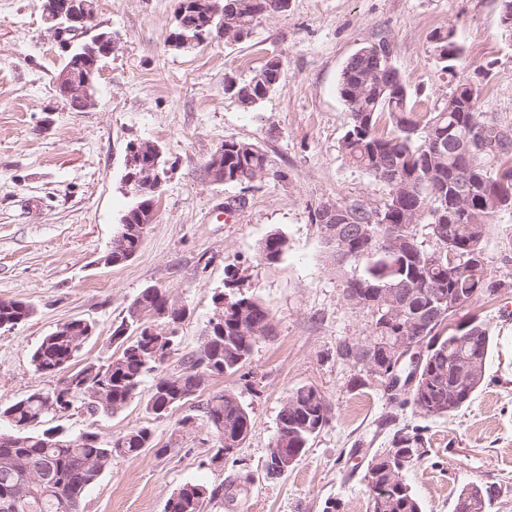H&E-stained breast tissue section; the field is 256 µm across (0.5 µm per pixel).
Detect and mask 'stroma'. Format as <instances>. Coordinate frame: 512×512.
I'll return each mask as SVG.
<instances>
[{
  "label": "stroma",
  "mask_w": 512,
  "mask_h": 512,
  "mask_svg": "<svg viewBox=\"0 0 512 512\" xmlns=\"http://www.w3.org/2000/svg\"><path fill=\"white\" fill-rule=\"evenodd\" d=\"M180 4L97 0L96 22L116 48L97 79L95 106L78 112L56 90L65 53L47 30L41 0H0V299L35 307L30 320L0 331V402L61 382L31 362L60 322L97 325L79 363L108 358L113 321L148 286L185 307L180 348L197 350L213 292L233 280L269 308L275 325L271 338L256 343L245 375L209 384L233 391L253 417L234 460L215 457L202 398L166 417L148 415L156 381L148 375L121 411L76 409L59 420L68 432L91 429L107 441L147 426L156 447L169 449L114 458L81 512H163L185 483L226 485L246 474L252 481L234 501H213L206 512H323L329 501L336 512H370L364 469L406 425L422 429L428 451L407 475L424 512H453L461 489L476 481L501 484L491 512H512V290L468 308L489 322L493 337L485 381L470 404L449 417L423 416L391 402L380 379L340 357L342 342L366 340L372 315L347 301L313 219L324 202H378L388 193L340 151L349 111L338 82L361 48L389 44L415 112L441 110L461 79L478 88L482 111L512 127V35L500 23L499 0H288L242 42L184 50L168 40ZM442 27L454 28L461 46L452 75L430 39ZM273 56L282 76L262 103L247 108L226 93L228 78H250ZM229 139L266 155L264 179L207 177V160ZM138 141L159 146L166 162L156 221L133 259L108 266L102 257L133 202L127 145ZM273 233L286 246L269 262L260 247ZM485 256L494 277L512 281V212L494 217ZM301 386L324 395L329 422L293 469L267 477L278 413ZM187 415L194 422L185 426Z\"/></svg>",
  "instance_id": "35a3bbf8"
}]
</instances>
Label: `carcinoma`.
Masks as SVG:
<instances>
[{"mask_svg": "<svg viewBox=\"0 0 512 512\" xmlns=\"http://www.w3.org/2000/svg\"><path fill=\"white\" fill-rule=\"evenodd\" d=\"M274 0H183L184 22L192 23L212 38H219V17L213 7L224 10V32L251 34L258 18L267 14ZM442 70L455 75L456 62L448 61V29L431 34ZM389 45L362 49V55L344 67L338 85L341 99L350 112L349 128L340 150L345 159L389 187L380 204L369 205L358 199L338 202L349 215L348 225L364 228L365 236L348 243L350 257L340 263L337 253L343 239H331L327 225H320L325 255L344 278L345 296L357 294L365 301L379 288L402 286L400 306L386 321L390 336H414L425 332L434 351L423 356L424 386L409 402L427 417H447L468 404L484 381L491 347L488 324L473 318L467 332L475 343H457L453 328L456 313L448 304L459 298L490 297L501 283L485 263L484 245L491 219L512 210V194L496 188L499 176L512 179V130L495 116L483 112L479 94L469 103L465 82H456L448 103L438 112L418 115L402 80L394 69L386 68ZM280 62L268 59L239 87L252 89L254 106L279 83ZM479 138L485 152L475 161L467 158L468 145ZM224 182L245 183L268 174L266 156L253 144L226 140ZM426 220L427 235L435 246L426 249L418 240L416 227ZM118 248L129 257L138 252L142 236L126 233ZM286 241L269 235L261 257L276 261ZM166 291L148 286L127 307L121 321L112 325V355L104 362L75 366V359L93 334L83 319L75 318L64 329L45 335L32 353L35 369L46 374L68 371L64 378L68 403L81 404L91 416L114 414L139 393L143 379L158 371L165 360L156 353L170 348L177 354L174 326L167 336H151L148 329L167 322L161 317ZM34 315V307L19 299H0V330H12ZM274 320L271 311L256 298L238 294L223 308L217 324L223 334L216 340L181 355L177 368L156 380L145 409L156 417H167L174 410L199 396L215 377L233 375L249 360L253 346L261 340L257 332L263 323ZM55 390L36 391L7 404H0V423L11 431H0V512H79L87 490L96 484L117 456H137L146 448H156L147 426L134 427L111 442L86 431L51 439L42 429L53 408ZM289 397L298 405L289 419L303 425L288 432L286 448L305 453L311 438L329 422L324 395L313 386H301ZM204 413L218 439L215 455L227 450V441L242 445L254 422L251 412L229 390L210 395ZM393 466L400 481L389 490L391 507L380 510L377 495L369 490L372 512H423L420 500L407 482L405 473L427 455L423 435L417 426H404L391 436ZM224 497V485L209 487L186 483L167 499L164 512H204L207 503Z\"/></svg>", "mask_w": 512, "mask_h": 512, "instance_id": "cac0c4a2", "label": "carcinoma"}]
</instances>
